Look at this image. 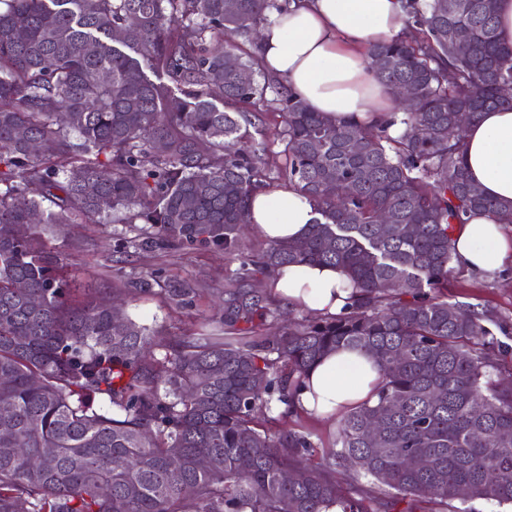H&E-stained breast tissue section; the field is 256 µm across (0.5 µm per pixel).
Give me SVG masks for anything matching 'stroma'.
Returning <instances> with one entry per match:
<instances>
[{"instance_id": "stroma-1", "label": "stroma", "mask_w": 512, "mask_h": 512, "mask_svg": "<svg viewBox=\"0 0 512 512\" xmlns=\"http://www.w3.org/2000/svg\"><path fill=\"white\" fill-rule=\"evenodd\" d=\"M145 232L141 223L48 225L42 239L82 283L77 300L124 299L129 317L176 339L209 331L213 320L223 316L214 296L238 260L198 243L144 250L138 242ZM142 279L149 286L140 290L135 283ZM185 286L196 290L189 306L171 296L172 289ZM447 294L449 301L477 304L491 315L489 327L508 349L502 378L512 380V266L494 274L455 268Z\"/></svg>"}]
</instances>
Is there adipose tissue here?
Returning a JSON list of instances; mask_svg holds the SVG:
<instances>
[{"mask_svg": "<svg viewBox=\"0 0 512 512\" xmlns=\"http://www.w3.org/2000/svg\"><path fill=\"white\" fill-rule=\"evenodd\" d=\"M406 0H291L261 26L262 69L283 81L309 107L330 120L361 125L394 111L393 97L373 77L363 46L401 36ZM467 175L485 195L512 202V109L482 113L465 127ZM315 217L310 199L291 185L253 195L252 231L266 240H297ZM453 261L477 273L512 264V235L495 216L469 215L455 225ZM267 291L291 307L318 314L340 312L350 294L348 281L335 267L291 264L276 268ZM379 383L373 358L364 351L340 348L308 372L299 403L304 410L332 418L371 398Z\"/></svg>", "mask_w": 512, "mask_h": 512, "instance_id": "ef3b65f1", "label": "adipose tissue"}]
</instances>
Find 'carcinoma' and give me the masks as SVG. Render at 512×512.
I'll return each instance as SVG.
<instances>
[{
  "instance_id": "1",
  "label": "carcinoma",
  "mask_w": 512,
  "mask_h": 512,
  "mask_svg": "<svg viewBox=\"0 0 512 512\" xmlns=\"http://www.w3.org/2000/svg\"><path fill=\"white\" fill-rule=\"evenodd\" d=\"M288 2L0 0V512L512 506V388L494 380L504 347L478 306L443 292L454 225L477 211L512 223V203L466 175L458 123L512 108L500 92L512 85V45L499 39L497 0H408L417 34L365 48L384 87L417 97L397 138L388 120H328L256 54L234 53L235 37ZM450 28L470 32L466 49ZM119 30L136 56L99 38ZM222 39L227 51L210 47ZM143 61L171 85L144 78ZM241 69L254 74L246 85ZM256 112L281 118L277 177L316 217L303 238L270 241L254 258L239 236L271 181ZM36 140L50 151L33 152ZM121 209L131 215L120 222L154 229L147 246L201 242L239 257L223 333L171 341L119 307L70 301L68 266L39 226ZM293 263L332 265L355 294L343 312L286 322L268 339L273 299L257 275ZM338 347L370 354L381 381L319 451L283 423L303 412L308 371ZM381 412L374 446L364 430ZM419 456L429 469L411 465ZM297 468L302 480L285 482Z\"/></svg>"
}]
</instances>
